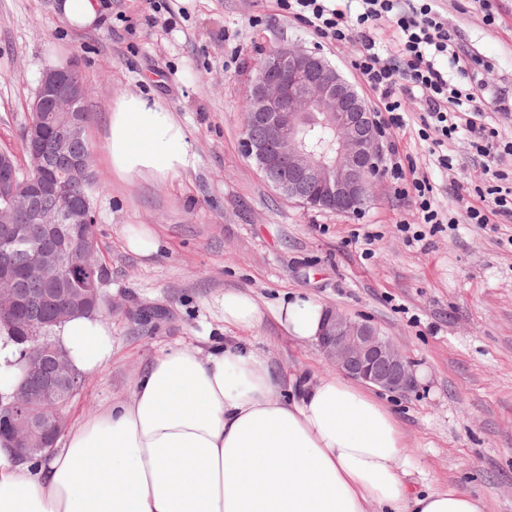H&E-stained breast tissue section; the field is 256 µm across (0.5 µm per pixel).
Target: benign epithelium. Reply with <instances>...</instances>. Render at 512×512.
<instances>
[{
    "label": "benign epithelium",
    "mask_w": 512,
    "mask_h": 512,
    "mask_svg": "<svg viewBox=\"0 0 512 512\" xmlns=\"http://www.w3.org/2000/svg\"><path fill=\"white\" fill-rule=\"evenodd\" d=\"M89 89L74 67L45 70L30 105L23 132L27 158L24 170L41 168L49 155L67 161V175H90L91 163L73 156V149L87 142L84 106ZM48 112L55 114L54 135L43 139L41 124ZM316 124L333 133L329 151L306 148L302 132ZM243 148L267 182L284 197L336 214L359 211L370 199L379 158V141L371 109L352 84L314 52L287 46L268 53L256 67L246 101ZM17 171L13 156L0 153V188H8ZM45 186L25 181L17 204L31 224L82 225L95 222L86 203L57 190L59 204L39 203ZM20 247L31 257L32 272L48 287L45 298H56V287L82 271L77 256L83 240H30L10 214L0 215V250ZM24 291L0 288V322L18 334L23 345L24 377L0 404V433L12 440L21 460L50 451L68 426L63 399L80 390L79 372L52 338L43 336L20 320ZM325 360L343 375L381 390L405 394L416 388L412 362L367 320H354L327 308L318 335Z\"/></svg>",
    "instance_id": "benign-epithelium-1"
}]
</instances>
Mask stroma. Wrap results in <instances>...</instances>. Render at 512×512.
<instances>
[{"label": "stroma", "instance_id": "35a3bbf8", "mask_svg": "<svg viewBox=\"0 0 512 512\" xmlns=\"http://www.w3.org/2000/svg\"><path fill=\"white\" fill-rule=\"evenodd\" d=\"M98 27L78 30L55 0H0V150L22 155V130L42 73L74 66L91 88L86 107L96 241L114 309L112 358L85 376L66 414L69 425L132 395L143 366L172 347L209 349L244 342L280 378L330 374L317 344L292 340L279 303L308 296L367 320L411 359L418 386L392 394L407 446V483L415 492L451 488L482 499L484 512H512V223L479 227L448 188L475 168L464 141L451 172L431 170L417 136L420 106L407 102L409 125L381 146L432 172L435 203L456 222L420 242L398 227L414 221L411 201L389 177L374 184L360 213L336 215L282 198L242 148V102L251 61L282 44L320 52L352 83L358 43L336 46L288 18L276 0H104ZM469 51L493 65L483 78L512 98V0H494L486 25L467 0H439ZM128 93L159 99L181 121L194 165L164 180L122 181L107 159L105 122ZM145 224L159 248L131 253L125 237ZM375 234L364 249L361 234ZM249 292L263 318L256 328L224 322L226 289Z\"/></svg>", "mask_w": 512, "mask_h": 512}]
</instances>
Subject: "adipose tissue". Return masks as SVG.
<instances>
[{
    "label": "adipose tissue",
    "mask_w": 512,
    "mask_h": 512,
    "mask_svg": "<svg viewBox=\"0 0 512 512\" xmlns=\"http://www.w3.org/2000/svg\"><path fill=\"white\" fill-rule=\"evenodd\" d=\"M107 159L121 178L164 179L192 164L183 126L156 100L128 94L109 114ZM224 322L256 327L262 313L240 290L224 293ZM316 301L278 310L295 340L315 341ZM71 364L91 374L112 357L97 317L57 327ZM405 444L392 411L336 374L282 381L256 350L175 347L138 375L131 398L71 429L61 448L19 460L0 438V512H481L449 490L411 493Z\"/></svg>",
    "instance_id": "obj_1"
}]
</instances>
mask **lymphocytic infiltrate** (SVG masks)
Returning <instances> with one entry per match:
<instances>
[{
	"label": "lymphocytic infiltrate",
	"instance_id": "f902f5d3",
	"mask_svg": "<svg viewBox=\"0 0 512 512\" xmlns=\"http://www.w3.org/2000/svg\"><path fill=\"white\" fill-rule=\"evenodd\" d=\"M278 2L289 17L329 43L359 40L361 50L352 66L375 97L379 128H406L405 101L418 99V135L431 141L436 166L446 172L458 164L448 152L449 141L466 138L478 170L470 183L454 185L453 195L463 203L469 223L484 226L497 217L512 222V175L501 165L504 157L512 156V141L486 123L482 104L488 85L478 79L471 92H463L440 68L445 56L460 63L462 46L434 0H357L354 8L339 0ZM382 21L393 30L391 42L384 45L373 35ZM382 170L413 201L420 227L452 223V216L434 205L435 187L428 174L405 165L397 148H390Z\"/></svg>",
	"mask_w": 512,
	"mask_h": 512
}]
</instances>
